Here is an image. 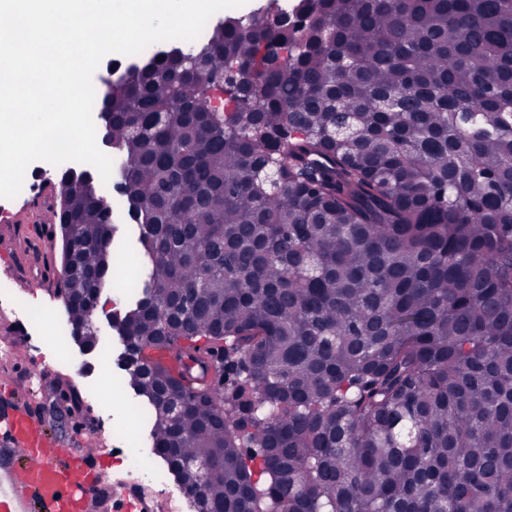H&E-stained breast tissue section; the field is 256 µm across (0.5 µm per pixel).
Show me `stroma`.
Returning <instances> with one entry per match:
<instances>
[{
	"label": "stroma",
	"instance_id": "obj_1",
	"mask_svg": "<svg viewBox=\"0 0 512 512\" xmlns=\"http://www.w3.org/2000/svg\"><path fill=\"white\" fill-rule=\"evenodd\" d=\"M10 238L21 260L30 265L31 277H38L41 267L59 269L61 265L60 236H46L41 224L24 223L21 229L0 223V238ZM13 269L8 254L0 252V283H8L16 302L50 310L52 320L36 331L16 333L10 309H0V337H13L35 362L24 369L7 363L0 371V397H11L18 403L40 408L37 423L76 455H84L85 443L95 444L97 451L84 456L91 468L105 469L113 486L138 487L141 492L158 501L160 512H195L191 499L184 497L183 487L175 478H168L164 489L135 479L124 459L129 450H137L152 468L165 469V462L152 450L150 425L137 397L119 369L117 359L123 347L112 326V304L101 303L95 324L101 344L86 351L76 343L65 344L54 332L55 324L68 323L61 289L62 282L32 288L13 283ZM74 386L80 393L83 413L57 421L50 407L58 390Z\"/></svg>",
	"mask_w": 512,
	"mask_h": 512
}]
</instances>
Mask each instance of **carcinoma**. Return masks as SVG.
<instances>
[{"label": "carcinoma", "instance_id": "carcinoma-1", "mask_svg": "<svg viewBox=\"0 0 512 512\" xmlns=\"http://www.w3.org/2000/svg\"><path fill=\"white\" fill-rule=\"evenodd\" d=\"M275 2L94 100L122 181L57 180L69 321L115 203L118 365L211 512H512V0ZM115 258H120L125 265L131 269V273L126 275L123 269L117 267V263L113 265L112 284L121 289L124 305L127 306L132 300V293L128 284L137 278L144 270L145 261L137 247V243L133 237H130L125 244L119 248H114Z\"/></svg>", "mask_w": 512, "mask_h": 512}]
</instances>
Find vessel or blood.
<instances>
[{
    "label": "vessel or blood",
    "instance_id": "1",
    "mask_svg": "<svg viewBox=\"0 0 512 512\" xmlns=\"http://www.w3.org/2000/svg\"><path fill=\"white\" fill-rule=\"evenodd\" d=\"M9 439L0 444V512H73L106 486V478L62 460L61 451L28 421L4 424Z\"/></svg>",
    "mask_w": 512,
    "mask_h": 512
}]
</instances>
